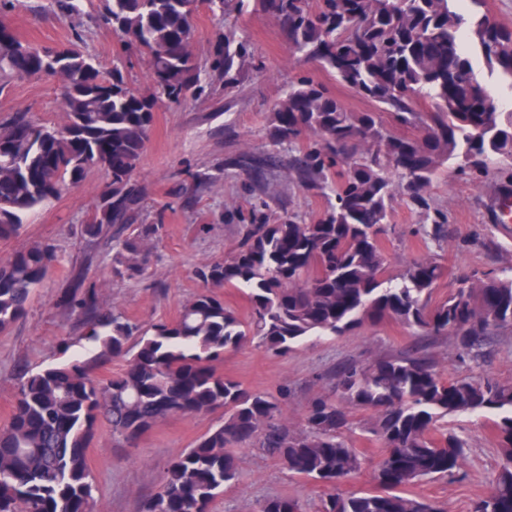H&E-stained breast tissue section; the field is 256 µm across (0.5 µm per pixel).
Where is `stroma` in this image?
<instances>
[{
	"mask_svg": "<svg viewBox=\"0 0 512 512\" xmlns=\"http://www.w3.org/2000/svg\"><path fill=\"white\" fill-rule=\"evenodd\" d=\"M100 7V0H83L80 14L66 18L56 0H17L8 21L21 40L35 45L57 46L81 35L86 52L102 70H111L115 58H122L130 84L147 87L151 78L141 52H120V40L102 20ZM228 25L248 39L260 67L247 71L233 93L219 87L202 98L157 110L136 170L144 200L134 221L159 222L163 228L152 242L148 267L139 280L114 277L111 246L88 243L79 233L109 180L107 171L99 168L29 213L17 237L0 242V262L34 242L53 245L60 258L35 290L24 317L0 333V428L11 420L17 387L26 371L59 362V345L65 339L73 342L74 353L87 351L81 318L56 305L72 269L84 268L104 302L130 322L172 321L200 289L196 268L224 257L238 242L237 211L256 200L264 201L268 212L275 215L290 211L315 218L327 208L324 196L293 185L272 194L245 171L226 170L225 164L243 152L264 151L266 115L297 76L313 77L351 111H369L371 103L316 62L294 53L280 22L259 10L220 16L208 5H200L194 16L193 51L201 66L210 65L216 40ZM16 110L42 124H61L57 82L44 77L14 82L0 95V118ZM510 168L512 163L507 161L490 165L477 182L452 171L434 180L431 196L448 213V237L441 251L448 275L436 290V298L445 297L456 277L466 272L512 276V223L502 225L492 219L500 175ZM203 173L214 175L215 183H201ZM419 221L418 214L402 200H395L390 213L392 230L385 240L392 268L425 256L418 238L409 233ZM412 352L432 359L446 378L480 375L512 380V331L492 337L483 356L462 361L448 340L414 334L392 320L364 325L346 336L325 337L285 355L250 344L225 353L216 368L244 388L280 398L290 422L296 425L313 396L332 390L340 365H365ZM221 420L218 411L171 415L131 447L113 438L107 424H98L88 464L99 512H139L142 499L160 487L170 461ZM448 429L468 442L462 470L453 477L416 484L412 492L439 501L445 512H472L474 501L489 493L498 469L493 418L452 417ZM236 455L237 478L215 500L211 512H256L260 501L272 497L296 498L305 503L307 512H317L326 487L291 475L252 446H238Z\"/></svg>",
	"mask_w": 512,
	"mask_h": 512,
	"instance_id": "35a3bbf8",
	"label": "stroma"
}]
</instances>
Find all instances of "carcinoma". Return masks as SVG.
<instances>
[{"label":"carcinoma","instance_id":"1","mask_svg":"<svg viewBox=\"0 0 512 512\" xmlns=\"http://www.w3.org/2000/svg\"><path fill=\"white\" fill-rule=\"evenodd\" d=\"M242 12L253 1L275 16L293 50L319 63L375 106L352 112L310 76L288 84L266 116V150L230 162L267 187L288 185L278 173L283 152L302 190L328 198L307 222L273 217L252 206L237 245L196 270L202 289L174 321L143 328L107 307L95 285L73 275L60 307L80 316L92 355L67 358L28 374L18 386L9 424L0 429V512H94L88 448L97 424L133 445L159 420L224 409V420L169 463L161 487L141 512H210L237 475L232 445L248 444L290 472L332 488L363 470L365 457L351 435L383 448L374 487L327 494L321 512H445L406 488L452 476L465 458V441L440 421L450 415L496 413L498 473L473 512H512V381L445 379L433 361L387 356L337 372L336 394H318L300 426L288 422L274 397L244 389L213 362L252 343L287 353L311 338L343 336L366 323L395 320L427 336L450 339L475 359L486 341L512 329V278L477 271L457 278L433 299L448 274L439 255L405 263L387 275L383 247L397 195L422 217L416 235L442 248L448 214L427 191L448 165L478 176L489 164L512 160V112L486 91L473 57L489 75L512 77V31L482 15L464 16L458 0H103L102 19L125 47L144 53L151 86L130 85L121 66L103 72L82 46L43 47L13 34L0 3V93L26 77L60 85L64 120L37 123L23 113L0 121V241L15 238L22 216L80 182L94 168L110 182L100 193L81 236L117 239L112 273L136 279L148 262L147 243L161 224L131 227L144 197L134 180L161 102L196 98L224 77V90L256 67L248 41L229 28L217 41L211 72L192 53L193 17L200 2ZM420 131L413 138L387 129L382 115ZM56 261L48 244L34 243L0 262V332L25 313ZM246 294L243 322L215 289ZM125 359L117 375L95 371ZM361 414L362 421H354ZM256 512H305L298 499L270 498Z\"/></svg>","mask_w":512,"mask_h":512}]
</instances>
